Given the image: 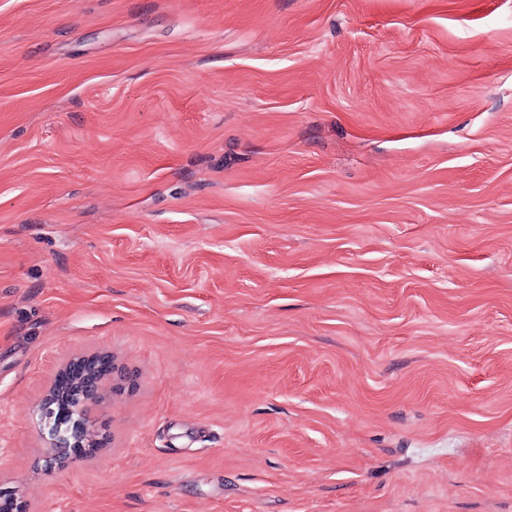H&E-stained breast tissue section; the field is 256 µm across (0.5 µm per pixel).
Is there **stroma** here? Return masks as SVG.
I'll use <instances>...</instances> for the list:
<instances>
[{"instance_id": "1", "label": "stroma", "mask_w": 512, "mask_h": 512, "mask_svg": "<svg viewBox=\"0 0 512 512\" xmlns=\"http://www.w3.org/2000/svg\"><path fill=\"white\" fill-rule=\"evenodd\" d=\"M0 484L512 512V0H0ZM80 384L74 383L73 379L66 380L58 392L48 401V409H46V418L53 422V428L57 431L62 425L66 426L71 422L68 410L73 406L75 401L81 399Z\"/></svg>"}]
</instances>
